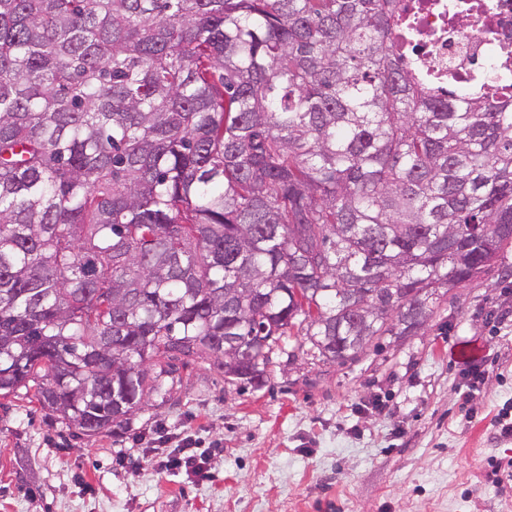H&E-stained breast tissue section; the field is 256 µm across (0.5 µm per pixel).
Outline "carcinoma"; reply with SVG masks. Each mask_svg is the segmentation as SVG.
<instances>
[{
    "label": "carcinoma",
    "instance_id": "obj_1",
    "mask_svg": "<svg viewBox=\"0 0 512 512\" xmlns=\"http://www.w3.org/2000/svg\"><path fill=\"white\" fill-rule=\"evenodd\" d=\"M395 0H0V396L126 428L409 336L512 241V106L426 93ZM387 316L359 327L348 290ZM234 336L249 363L224 352Z\"/></svg>",
    "mask_w": 512,
    "mask_h": 512
}]
</instances>
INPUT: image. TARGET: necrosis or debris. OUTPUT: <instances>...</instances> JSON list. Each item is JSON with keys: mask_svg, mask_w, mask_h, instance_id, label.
<instances>
[{"mask_svg": "<svg viewBox=\"0 0 512 512\" xmlns=\"http://www.w3.org/2000/svg\"><path fill=\"white\" fill-rule=\"evenodd\" d=\"M391 38L436 97L512 100V0H396Z\"/></svg>", "mask_w": 512, "mask_h": 512, "instance_id": "4bbe7bcc", "label": "necrosis or debris"}]
</instances>
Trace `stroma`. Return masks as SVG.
I'll return each instance as SVG.
<instances>
[{"label": "stroma", "instance_id": "obj_1", "mask_svg": "<svg viewBox=\"0 0 512 512\" xmlns=\"http://www.w3.org/2000/svg\"><path fill=\"white\" fill-rule=\"evenodd\" d=\"M432 306L415 335L343 363H311L287 333L258 390L198 364L131 431L75 434L26 395L0 397V512H512V482L489 480L512 461L496 433L512 414V245ZM159 429L199 440L206 478L142 462Z\"/></svg>", "mask_w": 512, "mask_h": 512}]
</instances>
